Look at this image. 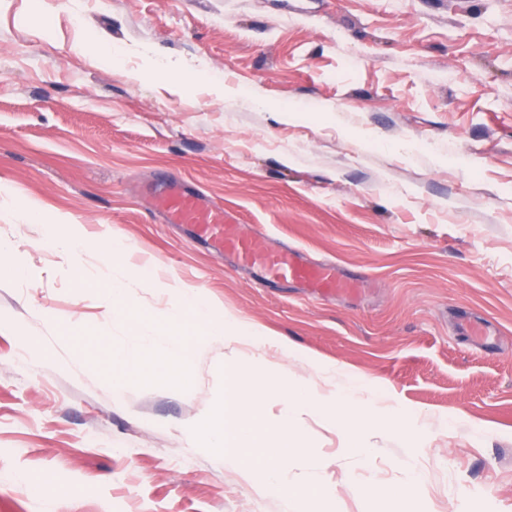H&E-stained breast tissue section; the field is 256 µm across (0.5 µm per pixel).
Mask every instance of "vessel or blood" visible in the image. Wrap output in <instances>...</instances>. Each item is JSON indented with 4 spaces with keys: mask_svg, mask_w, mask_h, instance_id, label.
<instances>
[{
    "mask_svg": "<svg viewBox=\"0 0 512 512\" xmlns=\"http://www.w3.org/2000/svg\"><path fill=\"white\" fill-rule=\"evenodd\" d=\"M155 195L160 210L171 223L190 225L198 239L229 251L241 265L259 268L265 280L297 281L324 295L352 288L332 266L309 263L285 248H260L252 238L227 223L223 209L204 204L179 183H165L156 189Z\"/></svg>",
    "mask_w": 512,
    "mask_h": 512,
    "instance_id": "b4317fda",
    "label": "vessel or blood"
}]
</instances>
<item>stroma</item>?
<instances>
[{
  "instance_id": "stroma-1",
  "label": "stroma",
  "mask_w": 512,
  "mask_h": 512,
  "mask_svg": "<svg viewBox=\"0 0 512 512\" xmlns=\"http://www.w3.org/2000/svg\"><path fill=\"white\" fill-rule=\"evenodd\" d=\"M173 179L355 291L267 282L194 241L152 207ZM2 185L86 240L80 265L120 239L154 268L128 309L161 321L200 287L295 348L264 353L286 375L364 381L369 456L306 418L335 497L309 500L294 468V512L406 494L412 512H512V0H0ZM43 237L0 208V512H282L191 442L224 396L223 345L185 390L106 377L96 360L138 339ZM43 472L78 494L24 483Z\"/></svg>"
}]
</instances>
